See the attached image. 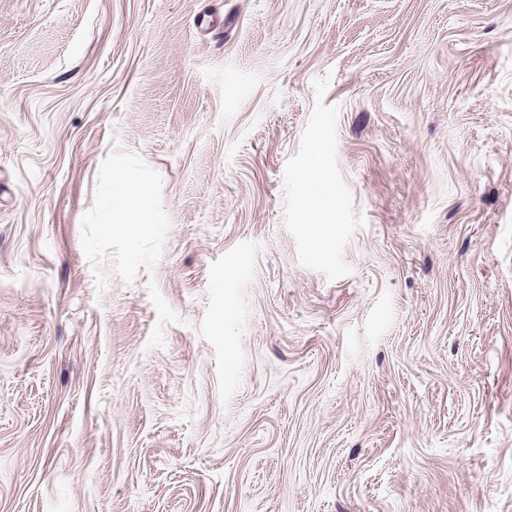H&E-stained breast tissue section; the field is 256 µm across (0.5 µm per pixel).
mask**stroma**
I'll return each mask as SVG.
<instances>
[{
    "instance_id": "1",
    "label": "stroma",
    "mask_w": 512,
    "mask_h": 512,
    "mask_svg": "<svg viewBox=\"0 0 512 512\" xmlns=\"http://www.w3.org/2000/svg\"><path fill=\"white\" fill-rule=\"evenodd\" d=\"M0 512H512V0H0ZM113 198L119 207L129 210L138 220L151 205L147 186L131 173H120L114 178ZM138 220L130 225L133 231L144 232L148 224L140 223Z\"/></svg>"
}]
</instances>
